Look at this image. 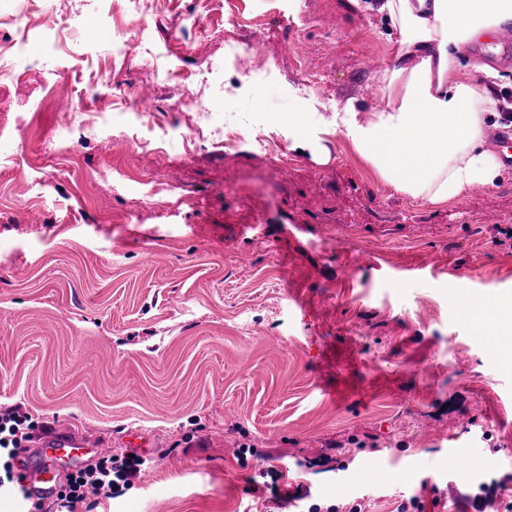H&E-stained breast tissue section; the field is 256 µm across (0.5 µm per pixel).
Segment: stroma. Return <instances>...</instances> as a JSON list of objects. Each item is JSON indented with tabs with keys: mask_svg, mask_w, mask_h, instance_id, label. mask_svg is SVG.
Listing matches in <instances>:
<instances>
[{
	"mask_svg": "<svg viewBox=\"0 0 512 512\" xmlns=\"http://www.w3.org/2000/svg\"><path fill=\"white\" fill-rule=\"evenodd\" d=\"M69 10L0 0V406L30 413L29 454L53 422L149 458L92 512H398L413 496L464 512L471 481L436 495L464 419L512 502V363L454 301L460 286L512 297V164L432 205L326 133L348 100L374 108L392 62L346 0ZM130 35L139 51H119ZM203 68L204 121L173 107ZM114 80L152 111H91ZM301 106L297 152L286 116ZM228 124L245 133L233 150ZM413 460L435 488L404 480Z\"/></svg>",
	"mask_w": 512,
	"mask_h": 512,
	"instance_id": "1",
	"label": "stroma"
}]
</instances>
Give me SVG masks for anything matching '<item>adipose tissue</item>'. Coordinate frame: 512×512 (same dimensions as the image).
Returning <instances> with one entry per match:
<instances>
[{"mask_svg": "<svg viewBox=\"0 0 512 512\" xmlns=\"http://www.w3.org/2000/svg\"><path fill=\"white\" fill-rule=\"evenodd\" d=\"M387 28L392 63L377 77L383 107L361 119L354 103L326 123L345 134L359 157L399 194L441 204L475 187L494 186L502 164L487 145L499 101L498 80L460 79L465 48L478 36L512 23V0H351ZM456 302L475 335L512 353V301L482 308L480 297L457 289Z\"/></svg>", "mask_w": 512, "mask_h": 512, "instance_id": "1", "label": "adipose tissue"}]
</instances>
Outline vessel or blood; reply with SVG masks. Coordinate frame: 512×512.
I'll list each match as a JSON object with an SVG mask.
<instances>
[{
  "label": "vessel or blood",
  "instance_id": "b4317fda",
  "mask_svg": "<svg viewBox=\"0 0 512 512\" xmlns=\"http://www.w3.org/2000/svg\"><path fill=\"white\" fill-rule=\"evenodd\" d=\"M41 461L31 466L27 474L26 487L33 497L47 500L57 499L61 490V472L66 468H75L81 463L85 451L101 455V444H89L78 431L51 429L39 439ZM452 473L456 477H464L472 469L484 466L493 467L495 458L478 453L469 444L451 449L448 453Z\"/></svg>",
  "mask_w": 512,
  "mask_h": 512
}]
</instances>
